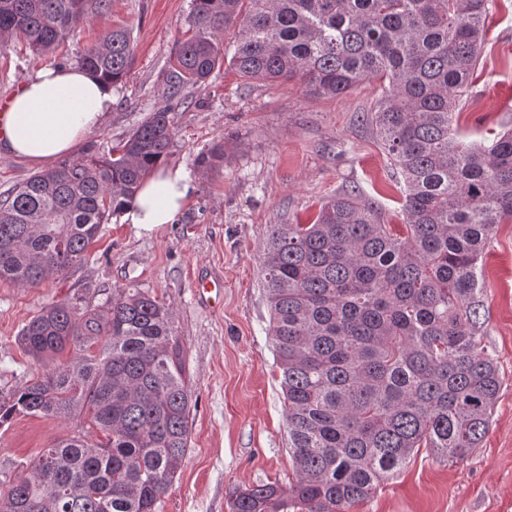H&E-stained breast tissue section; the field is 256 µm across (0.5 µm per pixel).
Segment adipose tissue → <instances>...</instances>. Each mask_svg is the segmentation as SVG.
Returning <instances> with one entry per match:
<instances>
[{
	"label": "adipose tissue",
	"instance_id": "1",
	"mask_svg": "<svg viewBox=\"0 0 512 512\" xmlns=\"http://www.w3.org/2000/svg\"><path fill=\"white\" fill-rule=\"evenodd\" d=\"M113 94L112 85L85 68H41L9 99L0 119V148L36 166L72 154L101 125ZM191 186L185 168H154L127 207L126 220L148 233L173 223Z\"/></svg>",
	"mask_w": 512,
	"mask_h": 512
}]
</instances>
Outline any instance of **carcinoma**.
Wrapping results in <instances>:
<instances>
[{
	"instance_id": "carcinoma-1",
	"label": "carcinoma",
	"mask_w": 512,
	"mask_h": 512,
	"mask_svg": "<svg viewBox=\"0 0 512 512\" xmlns=\"http://www.w3.org/2000/svg\"><path fill=\"white\" fill-rule=\"evenodd\" d=\"M489 0H192V35L173 53L167 100L229 64L246 79L300 82L336 97L380 78L366 120L404 181L406 232L354 190L312 224H274L261 273L295 480L234 489L231 512H350L415 451L465 460L501 388L483 344L481 261L512 223V131L460 139L454 114L474 71ZM110 0H0V46L37 53L65 41ZM237 29L233 52L224 32ZM133 64L125 27L79 58L104 81ZM166 105L106 152L87 148L0 201V281L26 288L81 263L110 216L168 157ZM224 145L196 158L208 171ZM170 308L136 288L81 307L64 299L22 328L45 370L0 399L17 415L77 419V434L23 463L9 512H156L190 442L192 393Z\"/></svg>"
}]
</instances>
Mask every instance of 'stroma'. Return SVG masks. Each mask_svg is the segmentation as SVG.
Returning <instances> with one entry per match:
<instances>
[{
	"label": "stroma",
	"mask_w": 512,
	"mask_h": 512,
	"mask_svg": "<svg viewBox=\"0 0 512 512\" xmlns=\"http://www.w3.org/2000/svg\"><path fill=\"white\" fill-rule=\"evenodd\" d=\"M191 3L111 0L53 52L37 55L18 42L0 48V96H10L39 67L76 64L108 30L129 28L130 76L85 142L107 150L168 104L176 134L165 164L186 167L193 178L174 223L140 236L117 214L67 274L27 288L0 281V396L41 370L19 341L41 309L63 299L97 305L120 288L151 295L173 310L183 377L197 400L190 448L157 512H231L234 488L285 487L295 478L262 288L261 254L272 225L311 223L324 201L347 189L375 201L386 223L399 224L403 183L363 119L384 93L380 79L320 97L294 82L242 79L227 65L205 87L166 101L163 76L188 36ZM457 110L456 129L470 141L512 128V0H492L479 63ZM219 142L223 165L202 172L196 157ZM200 276L223 282V308L197 300ZM483 277L485 340L502 380L487 434L457 464L419 449L351 512H512V224L492 237ZM77 430L74 420L23 415L0 426V490L16 479L14 463Z\"/></svg>",
	"instance_id": "obj_1"
}]
</instances>
